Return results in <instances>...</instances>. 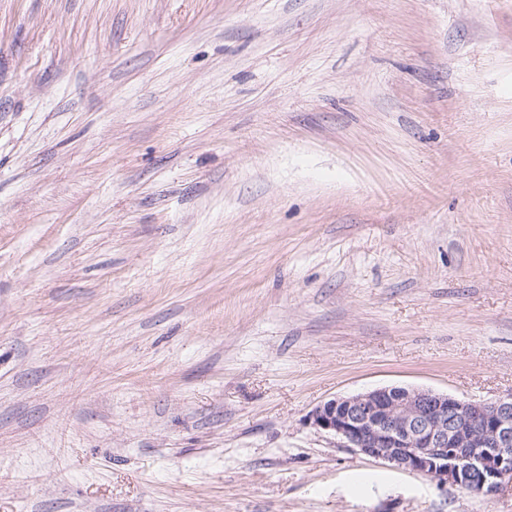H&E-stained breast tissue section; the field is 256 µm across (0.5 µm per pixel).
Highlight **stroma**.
I'll use <instances>...</instances> for the list:
<instances>
[{
	"mask_svg": "<svg viewBox=\"0 0 512 512\" xmlns=\"http://www.w3.org/2000/svg\"><path fill=\"white\" fill-rule=\"evenodd\" d=\"M383 386L512 394V0H0V512H512ZM308 419L347 448L439 486L489 494L512 488V394L473 402L388 386L329 399Z\"/></svg>",
	"mask_w": 512,
	"mask_h": 512,
	"instance_id": "obj_1",
	"label": "stroma"
}]
</instances>
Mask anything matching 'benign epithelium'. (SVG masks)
<instances>
[{
  "mask_svg": "<svg viewBox=\"0 0 512 512\" xmlns=\"http://www.w3.org/2000/svg\"><path fill=\"white\" fill-rule=\"evenodd\" d=\"M308 419L346 447L440 486L489 494L512 488V395L473 402L388 386L329 399Z\"/></svg>",
  "mask_w": 512,
  "mask_h": 512,
  "instance_id": "benign-epithelium-1",
  "label": "benign epithelium"
}]
</instances>
